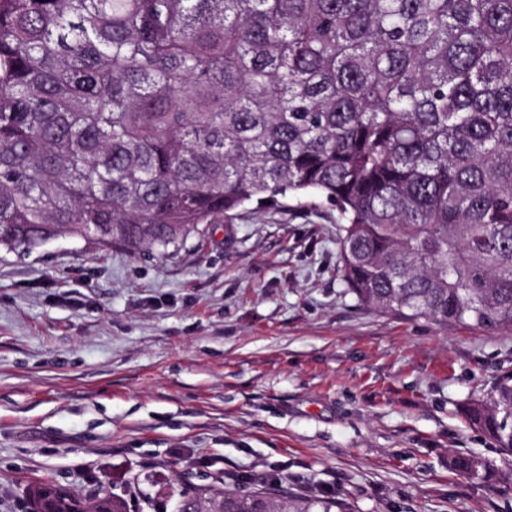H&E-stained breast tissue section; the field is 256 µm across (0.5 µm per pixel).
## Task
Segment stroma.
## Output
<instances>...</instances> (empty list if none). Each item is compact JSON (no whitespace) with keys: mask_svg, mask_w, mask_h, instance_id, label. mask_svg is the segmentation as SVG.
<instances>
[{"mask_svg":"<svg viewBox=\"0 0 512 512\" xmlns=\"http://www.w3.org/2000/svg\"><path fill=\"white\" fill-rule=\"evenodd\" d=\"M335 209L249 205L166 254L60 236L0 250V512L30 485L91 496L152 475L220 474L347 512H512V477L462 420L512 371V331L442 328L359 305ZM448 468L470 479L486 481L496 475L494 465L481 456L457 453L448 459Z\"/></svg>","mask_w":512,"mask_h":512,"instance_id":"stroma-1","label":"stroma"}]
</instances>
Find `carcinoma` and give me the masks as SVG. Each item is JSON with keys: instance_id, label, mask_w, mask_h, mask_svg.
I'll return each mask as SVG.
<instances>
[{"instance_id": "carcinoma-1", "label": "carcinoma", "mask_w": 512, "mask_h": 512, "mask_svg": "<svg viewBox=\"0 0 512 512\" xmlns=\"http://www.w3.org/2000/svg\"><path fill=\"white\" fill-rule=\"evenodd\" d=\"M306 193L336 208L361 305L512 330V0H0V247L136 257ZM464 417L511 458L512 373ZM148 484L143 510L344 512L237 477ZM41 486L60 512H130L106 482Z\"/></svg>"}]
</instances>
